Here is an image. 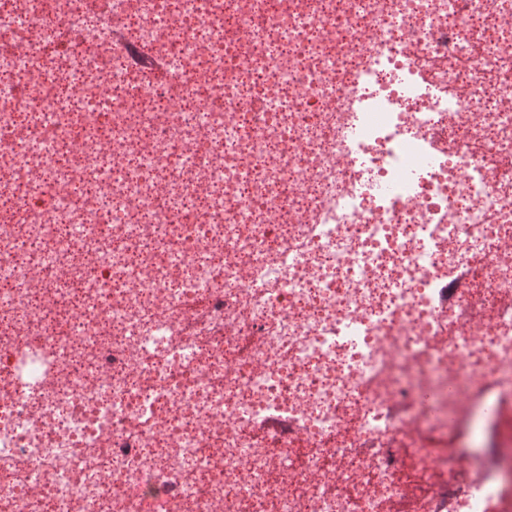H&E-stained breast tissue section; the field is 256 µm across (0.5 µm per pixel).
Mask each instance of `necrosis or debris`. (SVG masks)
<instances>
[{
	"instance_id": "obj_1",
	"label": "necrosis or debris",
	"mask_w": 512,
	"mask_h": 512,
	"mask_svg": "<svg viewBox=\"0 0 512 512\" xmlns=\"http://www.w3.org/2000/svg\"><path fill=\"white\" fill-rule=\"evenodd\" d=\"M0 512H512V0H0Z\"/></svg>"
}]
</instances>
